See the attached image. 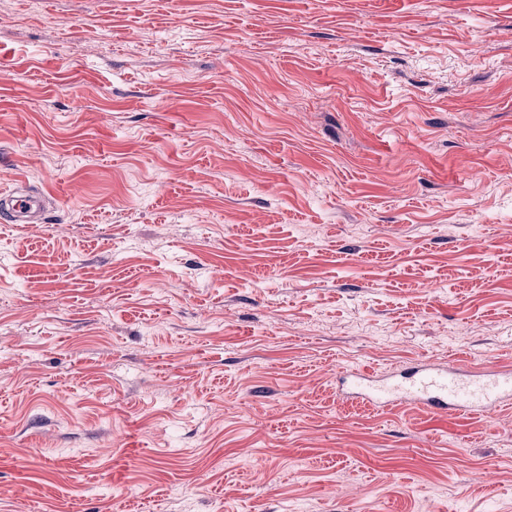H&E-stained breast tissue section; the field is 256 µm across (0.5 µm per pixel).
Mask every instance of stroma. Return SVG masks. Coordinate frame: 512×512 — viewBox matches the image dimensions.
<instances>
[{
    "instance_id": "35a3bbf8",
    "label": "stroma",
    "mask_w": 512,
    "mask_h": 512,
    "mask_svg": "<svg viewBox=\"0 0 512 512\" xmlns=\"http://www.w3.org/2000/svg\"><path fill=\"white\" fill-rule=\"evenodd\" d=\"M0 512H512V0H0ZM12 188L1 193L0 217L8 224H43L52 199L42 192L30 191L23 180H15ZM476 371L419 360L382 377H367L342 367L336 386L343 398L365 400L374 407H418L437 415L467 409L491 410L512 404V370L491 363Z\"/></svg>"
}]
</instances>
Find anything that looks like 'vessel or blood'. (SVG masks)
Returning a JSON list of instances; mask_svg holds the SVG:
<instances>
[{
  "label": "vessel or blood",
  "instance_id": "obj_1",
  "mask_svg": "<svg viewBox=\"0 0 512 512\" xmlns=\"http://www.w3.org/2000/svg\"><path fill=\"white\" fill-rule=\"evenodd\" d=\"M49 198L30 191L24 181H14L0 192V221L8 224H40ZM343 398L365 400L374 407H418L437 415L467 409L490 410L512 404V370L491 363L467 371L425 360L382 377H368L344 367L336 377Z\"/></svg>",
  "mask_w": 512,
  "mask_h": 512
}]
</instances>
